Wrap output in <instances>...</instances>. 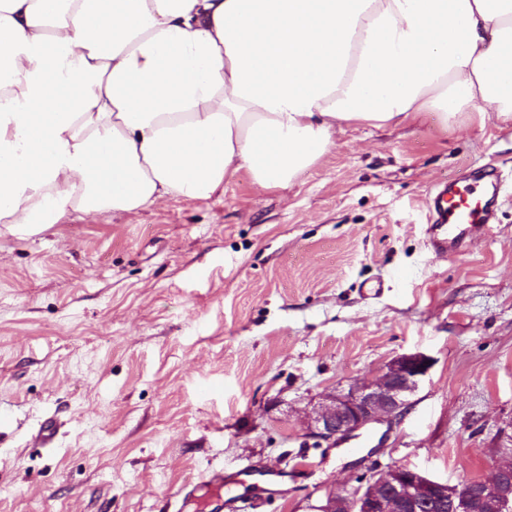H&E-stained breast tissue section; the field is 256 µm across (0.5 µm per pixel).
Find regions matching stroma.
Wrapping results in <instances>:
<instances>
[{"instance_id":"35a3bbf8","label":"stroma","mask_w":512,"mask_h":512,"mask_svg":"<svg viewBox=\"0 0 512 512\" xmlns=\"http://www.w3.org/2000/svg\"><path fill=\"white\" fill-rule=\"evenodd\" d=\"M459 176L497 178L496 227L437 255L429 199ZM415 351L434 364L400 419L313 447L322 393ZM509 428L512 126L494 113L346 127L285 192L241 174L206 202L0 242V512H178L208 471L222 512H308L373 466L490 476Z\"/></svg>"}]
</instances>
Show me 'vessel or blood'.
Here are the masks:
<instances>
[{"label": "vessel or blood", "instance_id": "b4317fda", "mask_svg": "<svg viewBox=\"0 0 512 512\" xmlns=\"http://www.w3.org/2000/svg\"><path fill=\"white\" fill-rule=\"evenodd\" d=\"M495 199L490 190H476L474 185L458 179L442 183L436 188L429 209L430 247L438 253H458L466 248L474 231L491 234Z\"/></svg>", "mask_w": 512, "mask_h": 512}]
</instances>
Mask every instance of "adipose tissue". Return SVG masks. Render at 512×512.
Listing matches in <instances>:
<instances>
[{
    "label": "adipose tissue",
    "mask_w": 512,
    "mask_h": 512,
    "mask_svg": "<svg viewBox=\"0 0 512 512\" xmlns=\"http://www.w3.org/2000/svg\"><path fill=\"white\" fill-rule=\"evenodd\" d=\"M0 238L294 185L337 128L512 124V0H0Z\"/></svg>",
    "instance_id": "obj_1"
}]
</instances>
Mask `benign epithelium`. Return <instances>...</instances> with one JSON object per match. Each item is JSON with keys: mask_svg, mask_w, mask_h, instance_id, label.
<instances>
[{"mask_svg": "<svg viewBox=\"0 0 512 512\" xmlns=\"http://www.w3.org/2000/svg\"><path fill=\"white\" fill-rule=\"evenodd\" d=\"M433 365L422 352L389 360L374 380L334 388L321 395L302 422L304 434L319 442H336L403 415ZM467 494L445 482L402 465L370 468L358 485L333 488L309 505L310 512H512V466H497L491 478L466 481Z\"/></svg>", "mask_w": 512, "mask_h": 512, "instance_id": "benign-epithelium-1", "label": "benign epithelium"}]
</instances>
